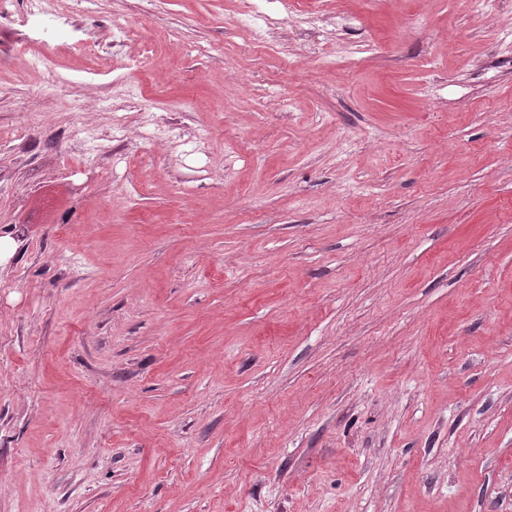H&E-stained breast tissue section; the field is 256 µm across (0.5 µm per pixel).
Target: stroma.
I'll use <instances>...</instances> for the list:
<instances>
[{
	"label": "stroma",
	"mask_w": 512,
	"mask_h": 512,
	"mask_svg": "<svg viewBox=\"0 0 512 512\" xmlns=\"http://www.w3.org/2000/svg\"><path fill=\"white\" fill-rule=\"evenodd\" d=\"M287 6L0 0V512H512V0Z\"/></svg>",
	"instance_id": "35a3bbf8"
}]
</instances>
